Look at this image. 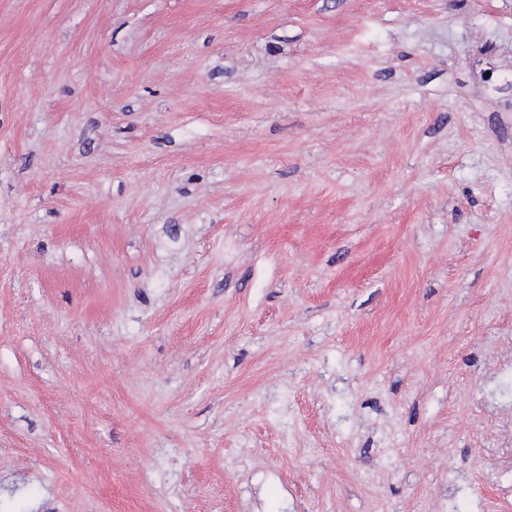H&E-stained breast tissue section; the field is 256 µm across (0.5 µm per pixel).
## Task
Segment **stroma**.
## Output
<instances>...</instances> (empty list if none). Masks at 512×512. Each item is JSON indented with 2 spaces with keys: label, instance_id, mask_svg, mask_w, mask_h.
Segmentation results:
<instances>
[{
  "label": "stroma",
  "instance_id": "stroma-1",
  "mask_svg": "<svg viewBox=\"0 0 512 512\" xmlns=\"http://www.w3.org/2000/svg\"><path fill=\"white\" fill-rule=\"evenodd\" d=\"M512 0H0V512H512Z\"/></svg>",
  "mask_w": 512,
  "mask_h": 512
}]
</instances>
